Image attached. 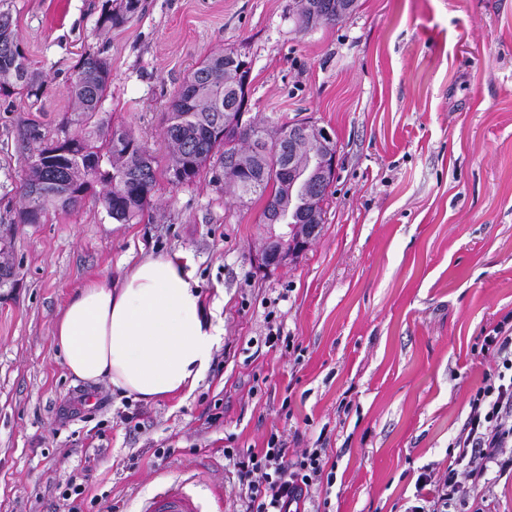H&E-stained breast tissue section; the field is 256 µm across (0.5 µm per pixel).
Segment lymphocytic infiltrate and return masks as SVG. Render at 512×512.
<instances>
[{
	"instance_id": "f902f5d3",
	"label": "lymphocytic infiltrate",
	"mask_w": 512,
	"mask_h": 512,
	"mask_svg": "<svg viewBox=\"0 0 512 512\" xmlns=\"http://www.w3.org/2000/svg\"><path fill=\"white\" fill-rule=\"evenodd\" d=\"M490 366L469 399V412L448 445V468L424 469L415 481V505L406 512H454L488 483L490 470L512 476V324L501 321L478 338ZM237 489L235 512H292L334 481L321 448L290 451L270 435L265 447L224 451Z\"/></svg>"
}]
</instances>
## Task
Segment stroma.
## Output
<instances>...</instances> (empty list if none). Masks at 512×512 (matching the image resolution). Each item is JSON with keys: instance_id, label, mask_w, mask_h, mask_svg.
I'll return each instance as SVG.
<instances>
[{"instance_id": "stroma-1", "label": "stroma", "mask_w": 512, "mask_h": 512, "mask_svg": "<svg viewBox=\"0 0 512 512\" xmlns=\"http://www.w3.org/2000/svg\"><path fill=\"white\" fill-rule=\"evenodd\" d=\"M103 0H0L41 99L0 95V512H62L50 487L92 467L94 500L137 512L174 479L233 512L224 449L271 433L323 444L330 512H405L423 467H448L484 366L472 347L512 313V0H357L300 26L298 0H144L96 26ZM251 63L248 112L333 132L336 179L320 233L286 264L257 255L283 233L203 171L159 178L140 221L114 224L93 184L75 209L19 220L36 138H55L81 56L112 68L104 109L164 156L167 106L204 58ZM186 251L224 335L188 396L138 404L73 381L52 336L85 281L128 259ZM293 340L269 346V326ZM142 408L131 430L119 414ZM217 424H209L212 414ZM142 2V0H120L117 6L112 8V0H105L97 25L100 28H112L131 21L142 13L144 9Z\"/></svg>"}]
</instances>
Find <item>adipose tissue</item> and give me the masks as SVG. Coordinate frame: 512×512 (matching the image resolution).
Masks as SVG:
<instances>
[{
    "label": "adipose tissue",
    "mask_w": 512,
    "mask_h": 512,
    "mask_svg": "<svg viewBox=\"0 0 512 512\" xmlns=\"http://www.w3.org/2000/svg\"><path fill=\"white\" fill-rule=\"evenodd\" d=\"M183 251L149 256L115 279L85 282L63 306L53 341L76 380L108 382L150 402L191 393L224 332Z\"/></svg>",
    "instance_id": "obj_1"
}]
</instances>
